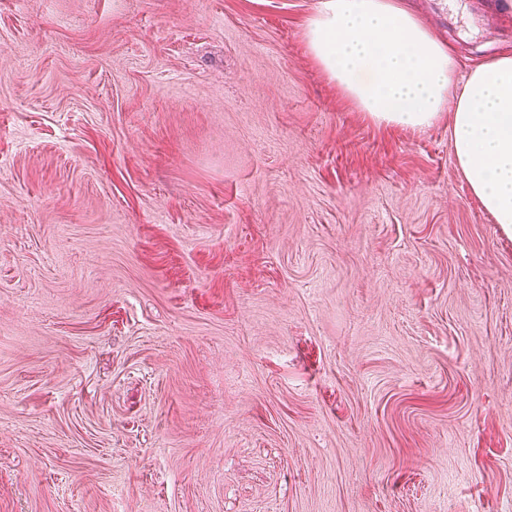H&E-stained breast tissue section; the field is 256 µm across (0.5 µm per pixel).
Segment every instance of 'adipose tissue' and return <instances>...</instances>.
<instances>
[{
    "label": "adipose tissue",
    "instance_id": "1",
    "mask_svg": "<svg viewBox=\"0 0 512 512\" xmlns=\"http://www.w3.org/2000/svg\"><path fill=\"white\" fill-rule=\"evenodd\" d=\"M308 53L376 124L423 130L454 101L450 142L471 194L512 236V50L457 77L452 48L405 0H318Z\"/></svg>",
    "mask_w": 512,
    "mask_h": 512
}]
</instances>
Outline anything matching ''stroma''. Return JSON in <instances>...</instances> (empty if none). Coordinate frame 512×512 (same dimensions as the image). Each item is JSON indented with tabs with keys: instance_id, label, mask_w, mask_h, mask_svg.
<instances>
[{
	"instance_id": "1",
	"label": "stroma",
	"mask_w": 512,
	"mask_h": 512,
	"mask_svg": "<svg viewBox=\"0 0 512 512\" xmlns=\"http://www.w3.org/2000/svg\"><path fill=\"white\" fill-rule=\"evenodd\" d=\"M314 2L0 0V512H512V238Z\"/></svg>"
}]
</instances>
